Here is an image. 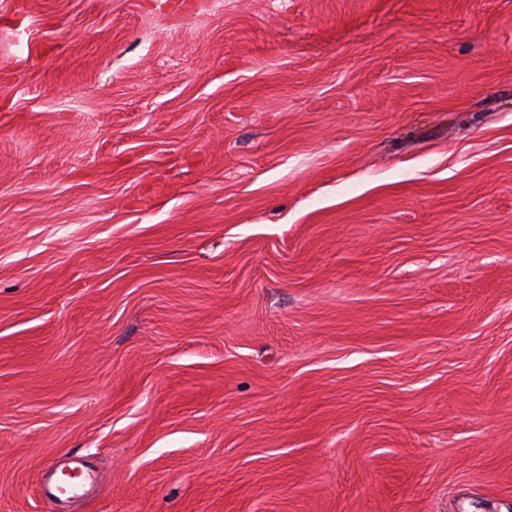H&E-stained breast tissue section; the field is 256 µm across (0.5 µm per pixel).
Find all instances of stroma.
I'll list each match as a JSON object with an SVG mask.
<instances>
[{
    "mask_svg": "<svg viewBox=\"0 0 512 512\" xmlns=\"http://www.w3.org/2000/svg\"><path fill=\"white\" fill-rule=\"evenodd\" d=\"M1 13L0 512H512V0Z\"/></svg>",
    "mask_w": 512,
    "mask_h": 512,
    "instance_id": "1",
    "label": "stroma"
}]
</instances>
